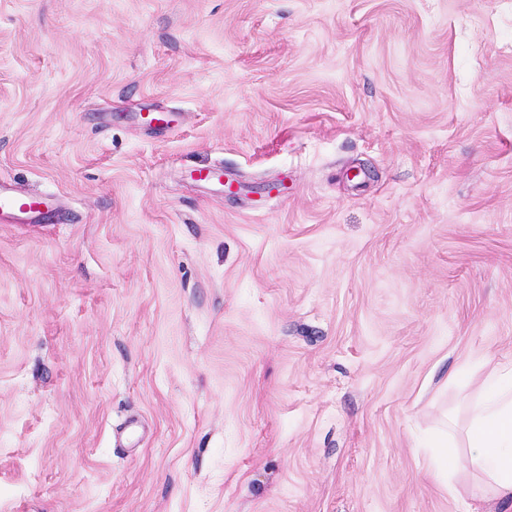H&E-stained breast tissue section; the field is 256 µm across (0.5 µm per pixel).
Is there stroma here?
<instances>
[{
    "label": "stroma",
    "instance_id": "obj_1",
    "mask_svg": "<svg viewBox=\"0 0 512 512\" xmlns=\"http://www.w3.org/2000/svg\"><path fill=\"white\" fill-rule=\"evenodd\" d=\"M0 180V512H482L512 0H0ZM54 202V197L46 194L19 197L3 181L0 182V215L1 213L14 215L28 224L34 218L49 211ZM484 374L460 421L448 412L436 435L437 451L430 458L431 472L444 483L450 497H471L483 502L485 512L512 509V357L491 364L474 361ZM475 478L468 490L452 478L460 460ZM503 510V511H498Z\"/></svg>",
    "mask_w": 512,
    "mask_h": 512
}]
</instances>
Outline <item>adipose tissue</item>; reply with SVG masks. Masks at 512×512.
I'll return each mask as SVG.
<instances>
[{"label": "adipose tissue", "instance_id": "obj_1", "mask_svg": "<svg viewBox=\"0 0 512 512\" xmlns=\"http://www.w3.org/2000/svg\"><path fill=\"white\" fill-rule=\"evenodd\" d=\"M484 374L466 406L465 418L447 414L430 458L433 475L449 496L470 493L486 512H512V357L498 362L479 359ZM474 481L460 487L452 478L458 465Z\"/></svg>", "mask_w": 512, "mask_h": 512}]
</instances>
